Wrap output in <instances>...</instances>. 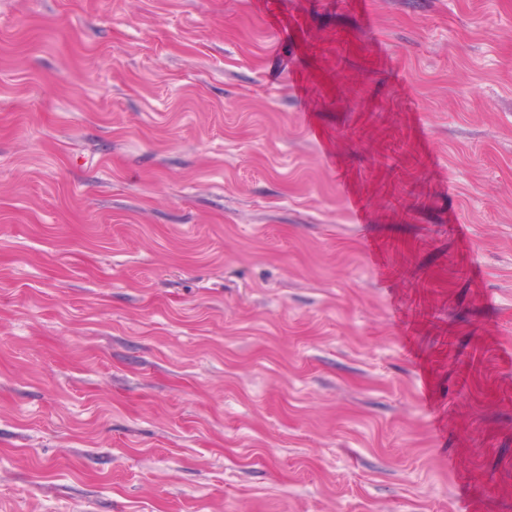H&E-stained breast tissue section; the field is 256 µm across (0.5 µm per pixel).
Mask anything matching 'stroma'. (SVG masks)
<instances>
[{"instance_id":"stroma-1","label":"stroma","mask_w":512,"mask_h":512,"mask_svg":"<svg viewBox=\"0 0 512 512\" xmlns=\"http://www.w3.org/2000/svg\"><path fill=\"white\" fill-rule=\"evenodd\" d=\"M0 512H512V0H0Z\"/></svg>"}]
</instances>
